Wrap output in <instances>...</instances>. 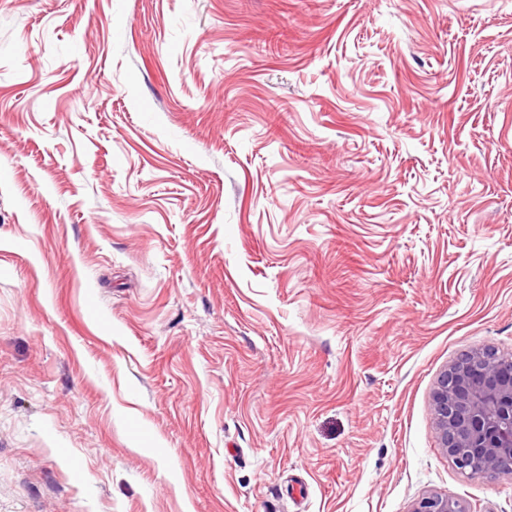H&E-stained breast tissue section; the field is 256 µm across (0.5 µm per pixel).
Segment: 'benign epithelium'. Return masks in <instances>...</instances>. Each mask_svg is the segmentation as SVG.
Here are the masks:
<instances>
[{
  "instance_id": "1",
  "label": "benign epithelium",
  "mask_w": 512,
  "mask_h": 512,
  "mask_svg": "<svg viewBox=\"0 0 512 512\" xmlns=\"http://www.w3.org/2000/svg\"><path fill=\"white\" fill-rule=\"evenodd\" d=\"M439 448L462 472L492 478L512 470V368L486 348L437 377L430 401ZM412 512H470L448 494L418 500Z\"/></svg>"
}]
</instances>
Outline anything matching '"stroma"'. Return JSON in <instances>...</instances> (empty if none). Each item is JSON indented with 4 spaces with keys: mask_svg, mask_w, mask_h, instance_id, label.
<instances>
[{
    "mask_svg": "<svg viewBox=\"0 0 512 512\" xmlns=\"http://www.w3.org/2000/svg\"><path fill=\"white\" fill-rule=\"evenodd\" d=\"M486 346L512 0H0V512H512ZM437 377L430 407L439 448L462 472L492 478L512 470V369L486 348ZM511 472V471H510ZM512 473V472H511ZM470 507L448 494H436L422 497L411 512H470Z\"/></svg>",
    "mask_w": 512,
    "mask_h": 512,
    "instance_id": "stroma-1",
    "label": "stroma"
}]
</instances>
